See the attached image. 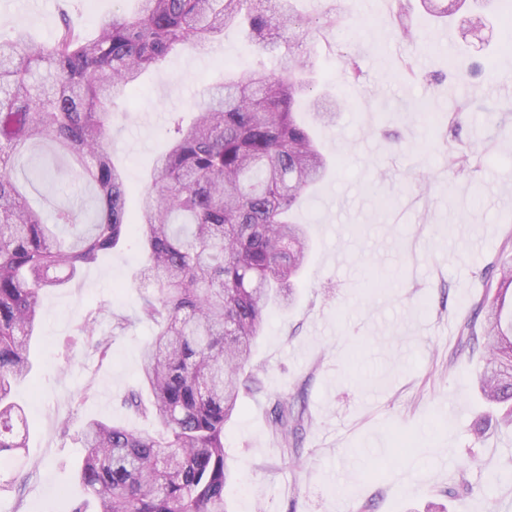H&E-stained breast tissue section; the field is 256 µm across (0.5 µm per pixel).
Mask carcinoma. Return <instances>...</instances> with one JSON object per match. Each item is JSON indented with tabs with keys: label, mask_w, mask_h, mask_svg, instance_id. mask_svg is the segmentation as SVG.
Here are the masks:
<instances>
[{
	"label": "carcinoma",
	"mask_w": 512,
	"mask_h": 512,
	"mask_svg": "<svg viewBox=\"0 0 512 512\" xmlns=\"http://www.w3.org/2000/svg\"><path fill=\"white\" fill-rule=\"evenodd\" d=\"M134 14L100 20L86 38L61 10L46 44L18 29L0 36V469L28 443L13 384L32 371L31 341L41 291L57 288L128 237L139 240L137 319L155 326L143 347L141 390L123 404L157 423L153 433L102 420L84 430L77 477L98 512H228L234 482L224 424L239 400L259 391L245 371L273 308L294 305L295 281L310 248L294 212L323 182L330 162L310 127L335 118L315 91L307 64L286 58L273 72L231 68L204 91L188 123L173 115L169 142L147 185L131 192L112 161V108L180 45L198 46L239 27L255 51L294 26H335L336 15L302 21L292 0H137ZM442 20L456 13L422 0ZM41 144L71 158L98 209L90 223L71 207L46 220L14 176L16 162ZM468 154L448 151L462 174ZM512 266L479 308L485 349L498 369L479 373L487 420L512 424ZM283 452L304 428V411L277 401L268 413Z\"/></svg>",
	"instance_id": "1"
}]
</instances>
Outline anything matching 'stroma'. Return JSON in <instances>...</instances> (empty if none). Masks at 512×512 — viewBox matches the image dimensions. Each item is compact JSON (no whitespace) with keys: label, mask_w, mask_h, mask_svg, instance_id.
<instances>
[{"label":"stroma","mask_w":512,"mask_h":512,"mask_svg":"<svg viewBox=\"0 0 512 512\" xmlns=\"http://www.w3.org/2000/svg\"><path fill=\"white\" fill-rule=\"evenodd\" d=\"M405 20L396 0H296L305 18L339 9L344 19L250 50L229 28L204 49L171 53L143 78L112 116V150L132 184L147 177L164 144L171 113L190 116L206 86L228 65L276 70L283 55L310 64L309 76L341 106L315 135L336 160L315 197L294 213L312 246L296 303L272 313L249 361L262 390L246 396L224 427V449L237 473L226 498L230 512H512V427L476 439L484 417L478 392L481 351L460 342L461 324L495 289L500 263L512 262V61L497 63L512 39V9L501 6L481 28L469 10L452 22L410 0ZM56 0H0V34L27 29L53 39ZM408 26L417 35L400 32ZM363 75L339 78L345 57ZM492 59L485 75L466 79L471 60ZM414 59L413 72L403 69ZM483 87L470 93L469 84ZM468 105L459 134L472 158L460 175L448 170V117ZM34 159L58 168L57 203L91 210L92 192L69 176L70 159L51 147ZM139 247L130 241L42 295L33 372L14 387L31 424L27 480L0 495V512H96L75 471L82 430L92 420L150 431V419L122 408L140 380V353L150 323L134 319ZM109 304L132 322L109 337L108 356L85 344L67 346L91 305ZM288 399L308 422L298 456L284 455L269 428L272 403Z\"/></svg>","instance_id":"stroma-1"}]
</instances>
